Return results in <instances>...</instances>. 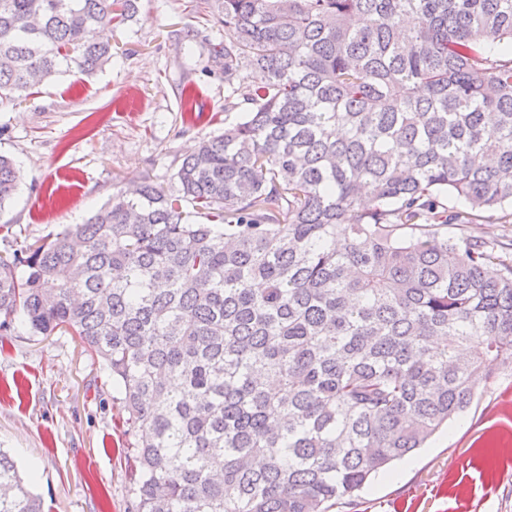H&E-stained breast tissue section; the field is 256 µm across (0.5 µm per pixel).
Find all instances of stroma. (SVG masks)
I'll return each instance as SVG.
<instances>
[{"mask_svg":"<svg viewBox=\"0 0 512 512\" xmlns=\"http://www.w3.org/2000/svg\"><path fill=\"white\" fill-rule=\"evenodd\" d=\"M213 0H137L108 30L112 61L0 102V154L22 172L0 210V254L82 223L143 179L172 187L182 159L235 123ZM123 395L79 341L0 332V449L44 512H134ZM356 512H512V367L470 409L364 488Z\"/></svg>","mask_w":512,"mask_h":512,"instance_id":"obj_1","label":"stroma"}]
</instances>
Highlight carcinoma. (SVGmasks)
Returning <instances> with one entry per match:
<instances>
[{"label":"carcinoma","mask_w":512,"mask_h":512,"mask_svg":"<svg viewBox=\"0 0 512 512\" xmlns=\"http://www.w3.org/2000/svg\"><path fill=\"white\" fill-rule=\"evenodd\" d=\"M215 7L244 115L176 191L0 255V330H64L121 389L137 512L353 508L512 367V257L464 234L512 224V0ZM135 9L0 0V99L101 69ZM19 182L0 156V209ZM0 512H43L2 450Z\"/></svg>","instance_id":"cac0c4a2"}]
</instances>
